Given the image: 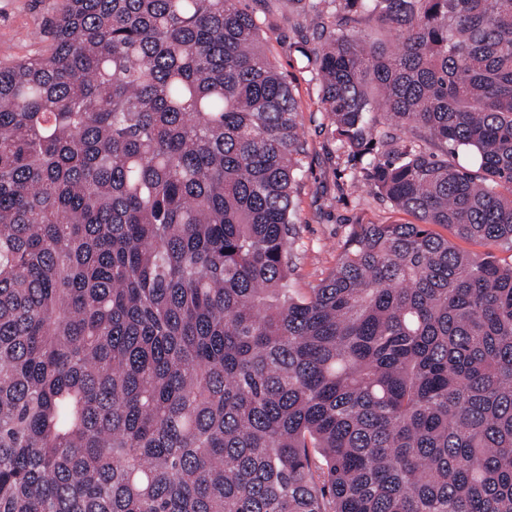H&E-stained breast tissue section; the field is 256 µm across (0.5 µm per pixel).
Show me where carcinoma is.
I'll return each instance as SVG.
<instances>
[{
	"label": "carcinoma",
	"mask_w": 512,
	"mask_h": 512,
	"mask_svg": "<svg viewBox=\"0 0 512 512\" xmlns=\"http://www.w3.org/2000/svg\"><path fill=\"white\" fill-rule=\"evenodd\" d=\"M297 2L340 149L418 220L306 295L241 0H62L0 63V512H512V264L430 229L512 250V0Z\"/></svg>",
	"instance_id": "obj_1"
}]
</instances>
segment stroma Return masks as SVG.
I'll use <instances>...</instances> for the list:
<instances>
[{"label":"stroma","instance_id":"35a3bbf8","mask_svg":"<svg viewBox=\"0 0 512 512\" xmlns=\"http://www.w3.org/2000/svg\"><path fill=\"white\" fill-rule=\"evenodd\" d=\"M62 0H0V62L45 51L48 22ZM262 26L263 48L286 76L299 106L303 153L294 198L295 243L289 283L306 293L335 267L356 224H407L411 215L397 211L353 182L338 150L331 121L317 98L315 75L299 51L312 41L289 0H246Z\"/></svg>","mask_w":512,"mask_h":512}]
</instances>
